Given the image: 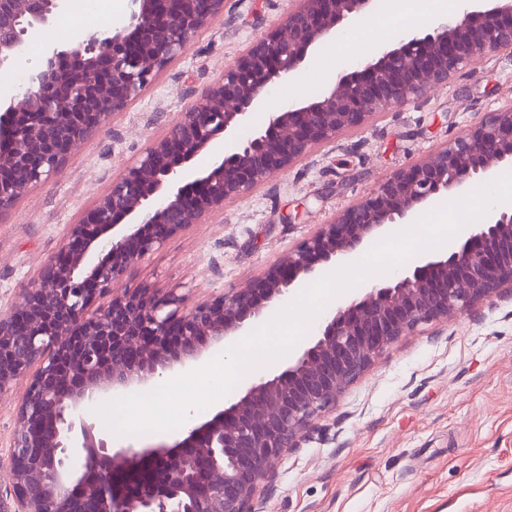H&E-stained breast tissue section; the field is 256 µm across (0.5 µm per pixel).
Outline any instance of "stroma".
I'll return each mask as SVG.
<instances>
[{"mask_svg":"<svg viewBox=\"0 0 512 512\" xmlns=\"http://www.w3.org/2000/svg\"><path fill=\"white\" fill-rule=\"evenodd\" d=\"M292 7L224 0L136 101L0 214V314L31 288L113 174L167 133L187 106L186 86L218 81ZM328 86L305 66L270 96L298 104ZM510 103L512 57L481 56L448 85L312 147L288 172L226 202L137 264L127 284L174 287L190 303L231 292L382 180ZM252 510L512 512V299L479 301L375 357L283 453Z\"/></svg>","mask_w":512,"mask_h":512,"instance_id":"35a3bbf8","label":"stroma"}]
</instances>
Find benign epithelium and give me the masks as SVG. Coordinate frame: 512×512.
I'll return each instance as SVG.
<instances>
[{
    "label": "benign epithelium",
    "instance_id": "benign-epithelium-1",
    "mask_svg": "<svg viewBox=\"0 0 512 512\" xmlns=\"http://www.w3.org/2000/svg\"><path fill=\"white\" fill-rule=\"evenodd\" d=\"M460 17L407 30L396 47L313 99L266 111L271 84L293 76L371 0H297L194 98L169 132L75 224L12 311L0 316V395L20 380L7 468L12 503L0 512H252L259 484L315 416L402 336L512 288V208L462 242L373 283L324 320L318 337L273 376L171 444L114 445L91 411L205 352L246 336L290 289L345 261L374 233L411 221L441 193L512 162V105L386 178L236 291L191 305L171 288H119L131 269L224 202L288 170L307 150L373 114L446 86L489 52L512 55V0H467ZM224 0H130L128 22L72 43L46 41L40 67L0 101V215L58 173L87 137L139 97L183 53ZM64 0H0V67L53 26ZM266 113L249 137L238 131ZM224 154L196 158L219 136ZM153 477L131 492L122 478Z\"/></svg>",
    "mask_w": 512,
    "mask_h": 512
}]
</instances>
